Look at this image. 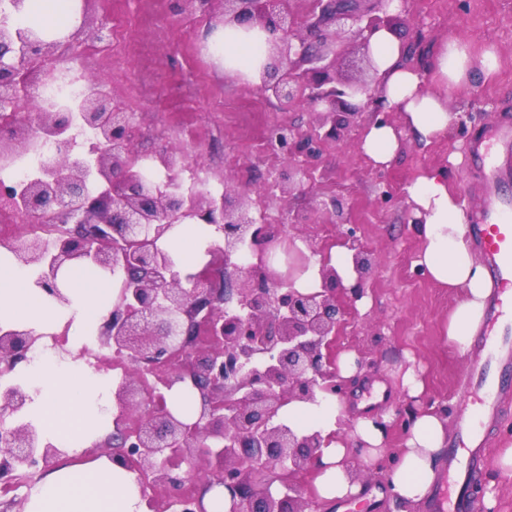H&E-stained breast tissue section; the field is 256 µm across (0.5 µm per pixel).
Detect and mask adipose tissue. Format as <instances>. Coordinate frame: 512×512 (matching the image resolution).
Listing matches in <instances>:
<instances>
[{"label": "adipose tissue", "instance_id": "ef3b65f1", "mask_svg": "<svg viewBox=\"0 0 512 512\" xmlns=\"http://www.w3.org/2000/svg\"><path fill=\"white\" fill-rule=\"evenodd\" d=\"M372 57L385 106L401 112L403 127L371 123L362 137V151L373 166L384 168L395 159L404 131H411L430 143L446 135L456 119L449 112L452 92L472 79L493 74L498 68L495 47L473 49L450 39L435 58L436 89H429L424 77L401 62L404 43L400 36L383 29L371 39ZM224 69L248 81H255L264 62V36L258 31L228 27L224 30ZM412 220L418 225L423 248L418 266L439 286L452 289L457 299L445 330V340L459 352H466L485 314V300L493 286L480 258L467 240L468 218L445 170L418 175L406 188ZM60 276L66 283L70 302L60 307L49 303L35 288V270L14 260L0 261V328H55L70 322L71 341H78L89 327L98 325L100 307L111 290L106 279L88 264L74 263ZM29 396L25 407L28 420L40 436L74 453L91 444L105 426L109 414L98 403L109 393L107 381L99 375L80 374L56 366L49 355L21 373ZM344 410L340 400L319 394L312 403L293 402L281 411L283 422L299 433L321 432L327 444L315 465L314 494L318 502L333 505L359 497L363 485L350 464L360 456L372 465H384L393 503L402 512H415L433 489L444 448L448 446V417L436 408H418L410 417L402 448L386 446V424L392 412L359 417L352 439H344L338 420ZM26 512H148L134 474L107 458L88 466L64 465L49 471L27 505Z\"/></svg>", "mask_w": 512, "mask_h": 512}]
</instances>
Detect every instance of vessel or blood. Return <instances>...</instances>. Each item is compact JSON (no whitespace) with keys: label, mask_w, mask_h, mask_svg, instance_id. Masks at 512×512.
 <instances>
[{"label":"vessel or blood","mask_w":512,"mask_h":512,"mask_svg":"<svg viewBox=\"0 0 512 512\" xmlns=\"http://www.w3.org/2000/svg\"><path fill=\"white\" fill-rule=\"evenodd\" d=\"M511 176L512 164L490 165L485 179L488 209L470 226L498 289L488 302L487 333L478 345L486 359L475 364L476 400L458 420L456 439L448 450L447 477L433 495L431 512H469L466 486L482 464L487 445L483 422L495 416L498 397L512 391V342L502 337L512 327V200L498 193L500 182Z\"/></svg>","instance_id":"vessel-or-blood-1"}]
</instances>
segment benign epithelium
Here are the masks:
<instances>
[{"mask_svg": "<svg viewBox=\"0 0 512 512\" xmlns=\"http://www.w3.org/2000/svg\"><path fill=\"white\" fill-rule=\"evenodd\" d=\"M396 1L404 8L406 0H303L300 14L293 6L297 0H224L218 24L265 34L267 55L256 88L286 106L304 102L321 115L323 133L314 136L303 137L290 124L273 126L272 151L289 160L298 154L314 158L320 141L345 138L363 112L390 122L376 85L343 75L339 62L353 47L371 61L372 36L396 29ZM11 2V11L0 14V112L16 117L0 130V166L15 165L42 141L50 148L21 193L0 185V200L32 222L50 212L68 228L52 246L37 235L3 239L0 246L20 264L39 266V287L59 305L69 303L59 272L73 260L124 275L100 336L131 360L112 399L119 409L116 422L134 416L136 424L99 448H113L112 460L136 475L149 512H168L182 502L189 512H206L204 494L215 486L231 493V512H313L302 478L314 469L324 438L317 431L298 434L280 411L292 402H313L319 393L344 395L333 355L344 316L337 295L351 301L362 296L372 254L350 228L343 242L353 251L355 283L345 286L324 263L321 288H294L290 253L283 252L285 273L270 264L268 247L283 231L258 222L244 198L229 205L222 195H185L173 149L155 154L169 175L167 188H157L138 166L130 115L107 95L93 91L79 100L78 125L72 104L40 99L36 75L56 73L61 51L69 49L75 58L93 35L89 0H79V17L53 37L14 25L25 0ZM21 91L33 102L24 112ZM80 130L93 133L92 160L74 147ZM186 218L223 233L217 254L224 271L238 275L237 287L174 271L159 241ZM253 246L261 249L258 261L240 264ZM35 341L27 328L0 329V375L27 360ZM145 370L162 387H147ZM178 383L199 396L190 421L167 404L166 392ZM27 399L19 387L0 384V404L13 412ZM61 455L31 425L11 424L0 433V488H12L37 464L51 467Z\"/></svg>", "mask_w": 512, "mask_h": 512, "instance_id": "1", "label": "benign epithelium"}]
</instances>
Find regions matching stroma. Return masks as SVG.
<instances>
[{
	"label": "stroma",
	"mask_w": 512,
	"mask_h": 512,
	"mask_svg": "<svg viewBox=\"0 0 512 512\" xmlns=\"http://www.w3.org/2000/svg\"><path fill=\"white\" fill-rule=\"evenodd\" d=\"M223 8L222 0H91L94 23H109L111 14H119L133 37L113 50L111 71H92V78L111 83L113 100L134 99L137 154L147 158L186 146L193 164L206 167L223 155L215 176L228 197L249 192L252 212L270 214L283 225L307 262L326 259L339 245L335 206L356 225L378 262L364 284L368 306L346 305L336 335L335 353L355 352L364 367L343 400V434L357 420V403L376 401L374 383L386 387L380 409L414 408L398 384L410 361L425 381V403L446 408L449 423H456L471 399L474 354L459 353L443 339L456 296L416 265L422 240L410 222L405 188L419 172L443 168L469 217L485 209L483 175L470 150L488 128L512 124V0H408L397 23L404 61L426 80H433L434 58L451 38L477 49L495 46L499 64L493 76L462 85L450 101V111L463 115L464 124L430 144L404 132L398 156L384 169L373 167L360 150L362 128L372 121L368 112L346 141H323L318 158L291 164L270 151L267 136L274 125L288 123L306 135L318 118L300 103L282 108L253 83L225 73L211 40V18ZM188 128L200 131V138L188 141ZM486 430L487 459L474 479L491 488L493 512H512V471L497 465L500 448L512 444V400Z\"/></svg>",
	"instance_id": "stroma-1"
}]
</instances>
